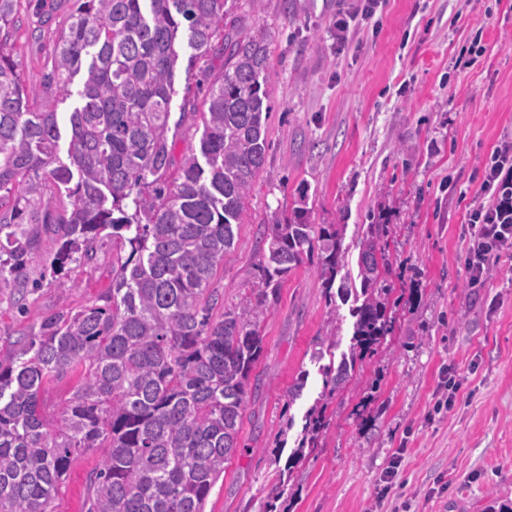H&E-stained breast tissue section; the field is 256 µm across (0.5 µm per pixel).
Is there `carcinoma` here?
I'll return each mask as SVG.
<instances>
[{
	"instance_id": "1",
	"label": "carcinoma",
	"mask_w": 512,
	"mask_h": 512,
	"mask_svg": "<svg viewBox=\"0 0 512 512\" xmlns=\"http://www.w3.org/2000/svg\"><path fill=\"white\" fill-rule=\"evenodd\" d=\"M19 0H0V276L28 286L27 262L40 227L59 239L58 272L89 263L112 241L117 271L104 304L40 318L38 331L0 363V512H52L80 455L104 450L88 481L87 512H205L207 497L240 451L238 437L263 337L257 318L281 282L318 259L325 288L352 295L350 353L335 360L336 334L321 337L312 360L332 394L358 361L392 331L386 224H369L358 274L342 267L339 224H311L305 212H273L260 248V285L231 309L211 287L235 244L244 203L266 163L271 104L267 34L228 43L224 74L201 113L200 156L177 176L168 144L170 101L181 43L199 55L224 27L228 0H81L53 43L44 84L29 100L3 54ZM84 73L80 106L69 113L68 162L58 155V104ZM71 210L42 204L47 186ZM219 315H214V312ZM77 377L53 415L45 385ZM288 465L315 448L327 423L310 409Z\"/></svg>"
}]
</instances>
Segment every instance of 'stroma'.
<instances>
[{
    "instance_id": "obj_1",
    "label": "stroma",
    "mask_w": 512,
    "mask_h": 512,
    "mask_svg": "<svg viewBox=\"0 0 512 512\" xmlns=\"http://www.w3.org/2000/svg\"><path fill=\"white\" fill-rule=\"evenodd\" d=\"M20 0L23 24L7 47L30 99L43 82L58 28L75 0ZM345 0H232L208 52L183 49L170 103L174 162L198 152L205 94L224 72V37L268 34L267 160L246 202L235 244L213 279L234 307L259 284L260 240L271 212L304 210L310 223L343 227L344 269L357 273L362 227L382 240L392 332L330 398L311 359L336 333L349 352L352 299L329 293L317 264L289 272L258 319L255 368L240 452L224 465L205 512H489L512 499V254L471 287L465 269L469 202L502 140L512 139V0H382L349 45L333 24ZM196 114H184V106ZM52 230L40 232L27 268L34 291L0 282V360L39 316L77 310L112 286V243L90 264L53 273ZM462 386L436 410L445 383ZM306 383L289 400L298 377ZM323 401L327 428L306 449L285 491L277 474L306 412ZM100 451L71 465L54 512H86Z\"/></svg>"
}]
</instances>
